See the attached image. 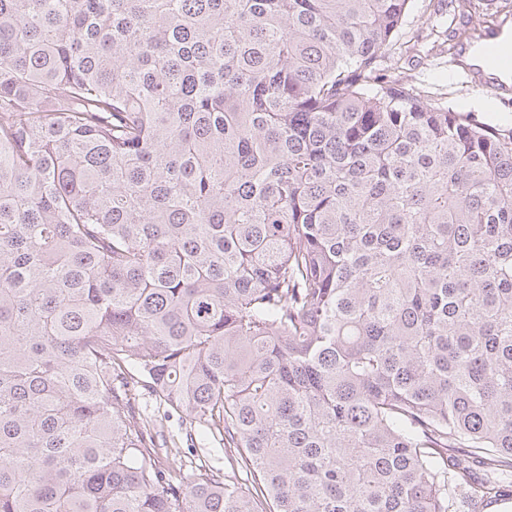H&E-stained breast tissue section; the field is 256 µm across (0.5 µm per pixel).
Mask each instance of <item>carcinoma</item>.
Masks as SVG:
<instances>
[{
	"mask_svg": "<svg viewBox=\"0 0 512 512\" xmlns=\"http://www.w3.org/2000/svg\"><path fill=\"white\" fill-rule=\"evenodd\" d=\"M408 2L0 0V512L512 498V131L380 67ZM133 402L136 408L150 424L161 430L163 439L173 453L179 452L182 463V473L190 478L199 471L221 469L224 474V448L217 439L212 437L207 441L192 436L194 444L186 439L185 424H181V412L166 407L154 395L151 396L142 390L133 391ZM195 438V439H194Z\"/></svg>",
	"mask_w": 512,
	"mask_h": 512,
	"instance_id": "obj_1",
	"label": "carcinoma"
}]
</instances>
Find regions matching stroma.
Wrapping results in <instances>:
<instances>
[{
  "label": "stroma",
  "instance_id": "stroma-1",
  "mask_svg": "<svg viewBox=\"0 0 512 512\" xmlns=\"http://www.w3.org/2000/svg\"><path fill=\"white\" fill-rule=\"evenodd\" d=\"M504 0H410L396 36L401 47V76L423 87L458 112L501 130L512 128V94L500 97L476 87L469 73L448 62L447 26L471 28L483 15L502 11ZM136 408L161 430L172 451L178 452L185 476L224 466V449L214 439L187 440L179 412L158 398L137 390Z\"/></svg>",
  "mask_w": 512,
  "mask_h": 512
}]
</instances>
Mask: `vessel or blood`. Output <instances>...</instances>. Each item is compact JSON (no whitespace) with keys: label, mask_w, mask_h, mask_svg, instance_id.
Masks as SVG:
<instances>
[{"label":"vessel or blood","mask_w":512,"mask_h":512,"mask_svg":"<svg viewBox=\"0 0 512 512\" xmlns=\"http://www.w3.org/2000/svg\"><path fill=\"white\" fill-rule=\"evenodd\" d=\"M493 55H486L478 40L459 45L456 61L474 81L497 94L512 92V26L491 36Z\"/></svg>","instance_id":"vessel-or-blood-1"}]
</instances>
